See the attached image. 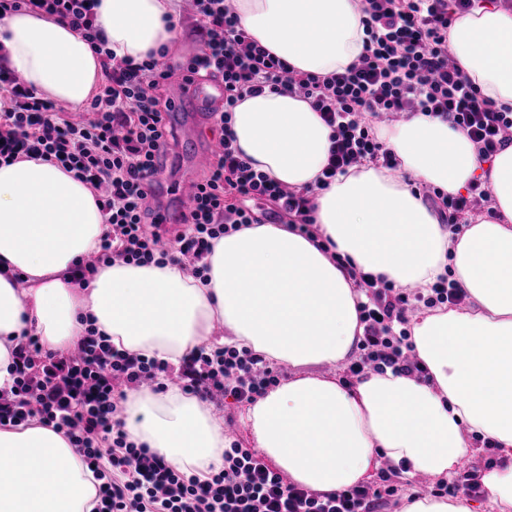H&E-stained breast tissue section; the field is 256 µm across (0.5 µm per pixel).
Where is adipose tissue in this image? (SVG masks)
Returning <instances> with one entry per match:
<instances>
[{"mask_svg":"<svg viewBox=\"0 0 512 512\" xmlns=\"http://www.w3.org/2000/svg\"><path fill=\"white\" fill-rule=\"evenodd\" d=\"M230 3L241 27L295 70L326 75L363 51L359 0ZM175 11V0H99L95 23L106 50L140 61L174 40ZM448 40L482 94L512 107V9L477 0ZM0 54L36 96L76 110L103 79L91 44L46 14L0 18ZM229 128L253 170L314 187L331 131L307 101L265 89L236 105ZM378 137L398 174L367 162L337 175L313 197L310 233L243 226L215 240L204 276L180 260L118 261L82 287L74 270L108 229L95 193L56 162L0 165V388L12 383L24 333L59 351L92 330L173 364L201 344L245 347L296 370L243 416L257 448L293 483L334 493L383 462L409 478L452 480L477 434L501 450L500 463L479 474L483 503L418 495L402 512H512V145L480 163L464 132L421 113L379 127ZM477 179L493 186L490 211L456 235L413 190L427 182L455 195ZM340 257L402 288L454 272L468 306L411 319L426 377L370 372L348 387L319 372L352 355L362 332L364 296ZM122 415L137 443L185 474L222 468L223 423L180 387L134 393ZM98 486L63 432L36 422L0 428V512H94Z\"/></svg>","mask_w":512,"mask_h":512,"instance_id":"adipose-tissue-1","label":"adipose tissue"}]
</instances>
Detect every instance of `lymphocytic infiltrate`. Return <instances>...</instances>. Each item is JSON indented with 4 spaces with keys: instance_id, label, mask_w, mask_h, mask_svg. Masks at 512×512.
I'll use <instances>...</instances> for the list:
<instances>
[{
    "instance_id": "f902f5d3",
    "label": "lymphocytic infiltrate",
    "mask_w": 512,
    "mask_h": 512,
    "mask_svg": "<svg viewBox=\"0 0 512 512\" xmlns=\"http://www.w3.org/2000/svg\"><path fill=\"white\" fill-rule=\"evenodd\" d=\"M204 52L174 66L154 56L136 62L102 58L103 80L88 109L72 115L37 97L17 73L0 63V165L56 158L75 179L98 195L109 228L94 256L78 269L88 280L99 265L122 259L149 263L179 253L207 270L212 241L228 226L254 223L246 201L274 202L290 223L307 229L313 210L310 191H298L255 173L224 132L228 114L243 97L265 88H283L308 101L331 130L328 160L318 189L337 174L364 162L396 168L395 153L379 141L374 121L384 115L419 112L467 132L478 159L491 161L512 144V109L485 98L451 61L448 30L455 16L475 0H360L366 40L360 58L326 76L303 73L252 39L224 0H190ZM96 0H0V16L29 10L45 12L100 45ZM182 82L213 77L224 83V106L213 116L224 150L196 184L194 206L184 216L185 231L168 248L157 245L158 230L151 182L156 161L166 153L172 108L168 95L173 73ZM448 212L449 231L491 198L484 181L468 196L435 192ZM366 301L360 310V355L346 369L354 379L374 371L421 376L406 326L417 305L460 304L456 282L430 288H397L383 278L352 272ZM15 372L0 393V427L28 420L64 431L83 461L100 474L98 512H376L398 487L378 482L320 494L283 480L258 453L231 445L223 468L207 478L177 471L164 457L130 441L121 404L129 393L159 390L162 380L178 379L181 389L203 400L233 398L252 402L277 384L278 372L260 354L234 346H201L179 365L121 352L104 337L88 334L73 350H44L23 337L14 352Z\"/></svg>"
}]
</instances>
